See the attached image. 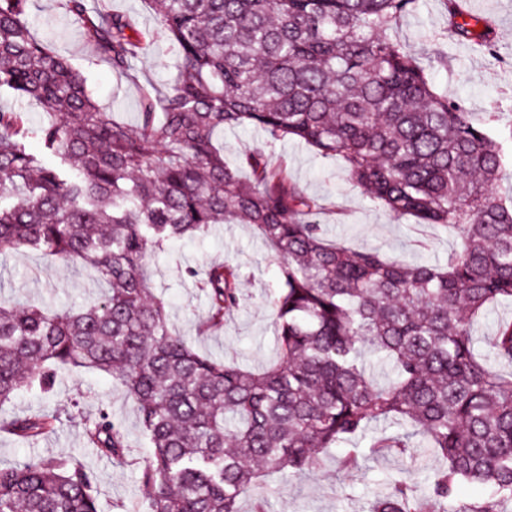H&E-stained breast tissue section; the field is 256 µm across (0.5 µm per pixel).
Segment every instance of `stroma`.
<instances>
[{
    "label": "stroma",
    "mask_w": 512,
    "mask_h": 512,
    "mask_svg": "<svg viewBox=\"0 0 512 512\" xmlns=\"http://www.w3.org/2000/svg\"><path fill=\"white\" fill-rule=\"evenodd\" d=\"M469 6L491 19L498 58L471 46L437 42V35L448 26L442 0H417L415 12L402 19L396 34L418 56L442 48L447 60L433 62L429 77L436 92L460 101L473 122H482L486 113L494 112L500 125L512 126V0H469ZM28 15L38 34L51 38L55 47L69 55L87 76L101 108L116 113L125 123L137 121L141 86L154 84L165 89L171 84L174 69L166 43L151 46L134 80L122 81L106 63L90 55L77 21L61 13L55 0H30ZM271 160L285 163L289 178L325 204L320 220L333 238L414 262H447L458 247L457 238L448 232L416 223L409 216H393L354 189L338 158L322 157L305 143L288 140L276 146ZM210 260L239 268V286L246 302L227 319L223 330L199 336L195 326L206 312L207 300L184 270ZM149 272L167 304L173 328L194 336L200 351L217 359L233 358L252 369L263 368L274 359L268 293L278 284L279 268L250 226L228 224L203 240H176L154 258ZM94 294L92 277L79 263L26 248L0 255V299L9 301L21 296L64 312L79 308ZM103 406L121 425L130 446L126 465L100 456L84 439L85 417ZM43 408L60 412L61 427L33 443L1 432L0 463L35 460L47 454L69 455L93 471L100 512L144 508L139 475L150 458V449L138 415L116 379L84 370L62 373L50 395L19 393L0 406V414ZM338 454V449H330L318 468L298 481L286 483L277 474L267 475L261 491L271 512H364L369 499L382 491L388 477L401 467L399 458L382 456L368 461L359 473L347 479L337 469Z\"/></svg>",
    "instance_id": "obj_1"
}]
</instances>
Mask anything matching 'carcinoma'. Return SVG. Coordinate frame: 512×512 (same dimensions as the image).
I'll use <instances>...</instances> for the list:
<instances>
[{
  "mask_svg": "<svg viewBox=\"0 0 512 512\" xmlns=\"http://www.w3.org/2000/svg\"><path fill=\"white\" fill-rule=\"evenodd\" d=\"M29 0H0V93L54 115L38 125L0 109V255L22 247L77 261L106 288L76 311L0 301V405L46 393L63 369L115 375L151 448L140 473L147 512H240L266 472L285 479L348 446L339 469L374 455L409 460L367 512H443L465 482L489 496L454 512L512 503V320L490 352L473 326L512 301V128L478 126L437 94L421 58L389 31L416 0H149L158 27L139 29L111 0H59L84 43L118 77L162 40L169 91L143 88L134 125L101 111L87 79L29 24ZM448 39L496 54L490 21L445 0ZM252 125L262 142L236 162L219 129ZM41 145L37 153L31 140ZM298 140L337 157L349 183L396 216L459 240L444 265L389 259L327 239L323 206L268 152ZM248 224L279 264L270 308L276 358L262 371L218 361L171 327L147 265L173 240ZM205 294L201 332L245 301L235 266L186 270ZM392 361L374 381L363 352ZM399 424L401 434L368 428ZM55 411L0 416V431L37 440ZM89 444L123 463L121 426L100 409ZM433 457L418 492L417 448ZM0 512H100L93 472L59 455L0 464Z\"/></svg>",
  "mask_w": 512,
  "mask_h": 512,
  "instance_id": "1",
  "label": "carcinoma"
}]
</instances>
